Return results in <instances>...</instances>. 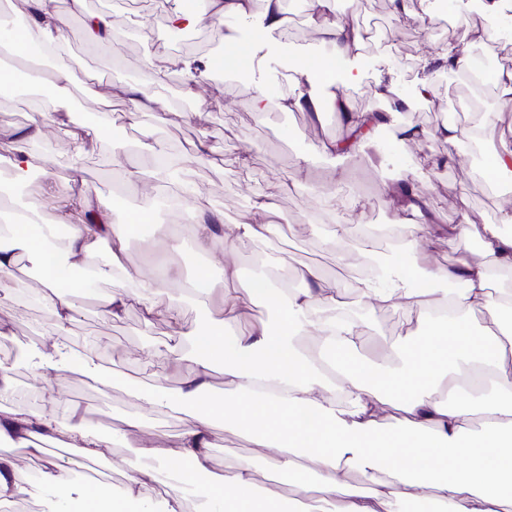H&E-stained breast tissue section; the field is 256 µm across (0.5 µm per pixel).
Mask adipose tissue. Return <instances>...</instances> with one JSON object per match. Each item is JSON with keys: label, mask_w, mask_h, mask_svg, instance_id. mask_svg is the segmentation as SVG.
<instances>
[{"label": "adipose tissue", "mask_w": 512, "mask_h": 512, "mask_svg": "<svg viewBox=\"0 0 512 512\" xmlns=\"http://www.w3.org/2000/svg\"><path fill=\"white\" fill-rule=\"evenodd\" d=\"M28 18L22 29L0 24V53L29 58L30 46L54 48L50 78L37 84L40 99L51 111H33L27 129L11 142L16 183H25L31 168L29 144L58 122L57 110L71 95L74 64L65 54L66 33L62 19L49 0H27ZM253 0H206L205 8L177 6L167 16L173 29L196 27L203 18L222 23L232 17L252 16ZM329 0H315L308 22L320 31L332 51L315 67H302L303 79L332 84L336 76L354 82L353 64L364 42L363 32L350 14L329 16ZM112 159L127 192L136 196L163 184L179 185L193 221L198 250L212 252L224 242L244 245L276 231L271 217L276 205L271 197L253 204L248 224H228L222 210L196 202L192 183L181 167L167 163L161 148L149 147L137 161H129L126 146H112ZM66 194L56 198V222L66 225L64 236L54 233L55 224L41 222L35 211L20 207L18 224L0 234V288L13 287L21 257L32 259L43 273L40 303L53 311L55 339L50 346H32V366L50 384L40 396L37 412L21 411L13 403L16 388L0 365V448L39 450L42 442L65 430L71 447L89 459L111 460L108 434L94 432L82 423L78 407L64 396L60 381L71 365L86 375L114 383L116 375L102 364L94 351L74 356L69 345V326L87 296L86 283L70 278L75 268L91 269L96 282L108 284L97 298L103 316L118 317L128 308L139 307L146 318L164 316L178 335L189 337L190 348L180 355L190 372L177 389L158 384L134 389L133 394L148 409L187 416L184 428L172 443L181 466L175 483L164 484L165 512H181V491L201 489L222 512H287L283 496L258 488L251 476L249 460H240L224 476H210L207 463L209 436L216 416L232 421L253 447L269 448L275 471L289 474L304 512H405L407 504L432 503L434 512H512V404L484 408L480 426L471 423L466 405L445 403V395L460 389L475 369L490 372L496 390L512 401V346L503 344L496 331L505 316H512V289L491 293L490 267L512 271V206L503 205L494 224H464L458 232L476 240L482 261L461 258L451 267L432 264L429 248L433 227L412 223L410 217L423 205L417 185L388 186V205L395 215L401 245L387 269L360 279L356 296L382 306L402 310L416 319L420 330L400 344L394 355L381 360L360 352V325L353 320L312 319L314 309L339 308L335 288L325 286L320 272L299 271L298 288H279L271 282L241 280L235 264L224 266L226 290L219 315H211L214 295L211 271H203L178 291H171L175 278L166 273L154 278L133 279L121 260L130 237L139 225L155 224L150 211L127 214L115 221L111 203L98 206L92 223L75 222L76 211L89 205L83 177L82 155L70 161ZM159 239H167L171 228L155 224ZM109 247L111 259L100 264L101 247ZM133 288H125V281ZM122 289H114V282ZM455 283L454 291L442 296L448 308L445 318H433L432 282ZM263 302L277 312L274 323H260L249 333L227 337L228 327L243 315L244 302ZM191 302L201 310L196 325L184 326L182 305ZM482 317L483 326L472 323ZM312 334L316 349L298 346L297 338ZM222 364L226 391L213 396L210 372ZM399 399L407 425L388 431L378 421L380 408ZM47 477L59 501L68 502L75 490L70 471L54 459L44 461ZM136 475L122 489L102 482L83 487V512H126L140 503L144 488L161 483L160 469L136 465ZM367 478L361 489L348 486L349 472Z\"/></svg>", "instance_id": "obj_1"}]
</instances>
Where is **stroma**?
Returning a JSON list of instances; mask_svg holds the SVG:
<instances>
[{
	"mask_svg": "<svg viewBox=\"0 0 512 512\" xmlns=\"http://www.w3.org/2000/svg\"><path fill=\"white\" fill-rule=\"evenodd\" d=\"M176 5V0H86L87 9L107 12L113 27L124 34L120 45H99L94 56L86 60L82 57L81 13L74 10L72 0H54L53 8L66 26V55L83 70L86 85L65 126L46 129L44 137L30 144L33 170L23 187L11 181L8 144L12 132L29 123L26 99L32 89L25 84L0 91V208H13L21 200L35 207L41 221L54 222L45 182L52 176L58 185H65L70 175L67 160L78 148L83 151L84 178L93 200L113 201L119 219L128 210L143 206V198L119 196L110 140L80 144L74 138L85 125L98 121L107 106L112 109L114 135L137 145L149 137L163 142L187 169L197 196L221 208L227 223L250 222L254 200L273 197L289 235L287 247H279L272 238L199 256L197 263L217 274L228 262L243 272L266 265L292 281L298 270L312 267L347 295L356 281L385 268L395 245L386 232L395 216L387 203L385 185L408 175L421 189L424 214L437 218L431 261L438 266L455 264L463 253L475 250L473 243L449 234L450 222L496 223L500 207L512 201V189L487 181L483 165L461 148L448 151L430 139L408 143L395 135L396 126L402 124L433 130L439 118L447 114L450 101L465 103L473 98L470 84L459 73L431 75V90L427 97H420L417 80L421 51L433 52L451 44L461 57L477 51L490 60L492 67L512 66V24H502L493 36H486L487 22L472 0H411L409 15L402 17L393 15L389 0H344L343 10L360 22L379 23L377 32L367 34L360 50L359 84L313 86L298 80L299 61L329 51L319 34L304 22L290 30L270 33V50L259 67L223 82L205 79L194 98L186 95L185 78L169 68V59L177 54L208 58V45L216 39L251 40L259 20L227 18L219 25L203 21L196 30L197 42L177 49L160 37L165 17ZM442 15L452 17L450 26L426 27L421 22L422 17ZM151 65L164 70L163 79L149 78L147 68ZM388 69L395 75L398 96L406 103L404 110L377 127L366 143L338 158L317 150L321 142L346 136L347 129L337 113L260 114L251 106L250 88L259 85L275 100L305 91L320 99L336 94L357 111L380 112L384 103L376 97L375 85ZM130 85L140 87L145 96L165 99L169 109L130 116L124 93ZM199 111L206 112L205 121L196 119ZM202 141L209 151L200 161L196 147ZM304 155L312 156L313 162L301 174L296 163ZM331 180L336 183V193L323 198L320 188ZM165 221L177 230L167 246H158L152 235L144 233L128 243L124 261L139 277L156 274L153 255L158 251L184 276L193 274L194 265L187 261L192 232L184 210L168 213ZM339 222L347 223L352 234L334 243L330 240L332 226ZM368 234L376 239L373 257L355 267L340 265L337 255L358 248ZM18 277L16 288L0 291V363L10 367L15 384L24 389L25 404L32 405L41 382L28 366L27 347L54 317L38 300L39 273L24 261ZM83 307L81 317L70 327L72 349L80 355L87 348H95L125 381L105 388L73 370L65 375V396L80 403L87 428L110 432L114 457L136 459V449L126 441L129 420H141L147 432L162 431L173 436L182 430L184 417L152 413L131 396L125 382L131 379L143 387L159 382L172 388L180 386L188 368L176 362L175 355L187 349L189 342L177 336L161 316L148 320L133 308L120 318L105 319L91 296L84 298ZM362 310L361 340L369 353L386 354L390 345L420 329L415 320L391 307L366 303ZM211 442L209 469L213 475H224L246 458L258 485L277 482L287 498H294L288 477L275 472L267 454L251 447L232 423L215 420Z\"/></svg>",
	"mask_w": 512,
	"mask_h": 512,
	"instance_id": "1",
	"label": "stroma"
}]
</instances>
